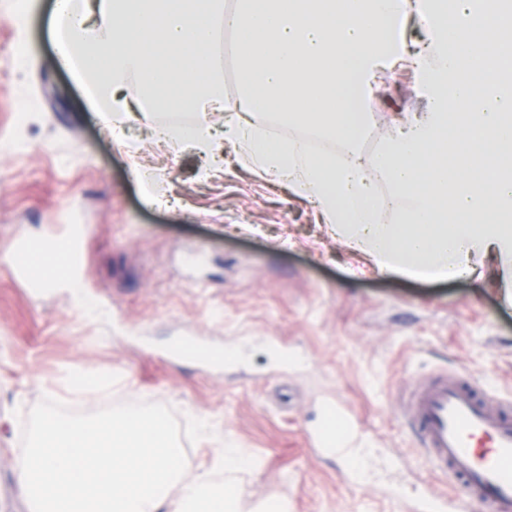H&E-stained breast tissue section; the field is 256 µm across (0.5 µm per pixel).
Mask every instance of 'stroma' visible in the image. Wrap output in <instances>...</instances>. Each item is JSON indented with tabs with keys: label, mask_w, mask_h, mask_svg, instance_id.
<instances>
[{
	"label": "stroma",
	"mask_w": 512,
	"mask_h": 512,
	"mask_svg": "<svg viewBox=\"0 0 512 512\" xmlns=\"http://www.w3.org/2000/svg\"><path fill=\"white\" fill-rule=\"evenodd\" d=\"M16 2L0 0V512H29L21 422L47 396L83 412L173 407L190 477L207 459L197 421L209 419L213 447L232 439L254 458L247 495L289 512H410L393 485L454 496L418 458L399 398L415 376L445 371L512 402V286L491 270L479 288L380 275L245 147L225 141L216 165L156 140L166 113L134 116L115 140L55 63L54 0H34L24 33ZM427 109L414 68L395 69L358 148L376 153L395 117ZM139 168L165 175L163 204L148 201ZM70 234L82 253L73 281L58 249ZM23 241L43 247L34 261L52 277L47 292L12 271ZM183 336L210 344L215 367L167 356ZM73 368L113 376L111 393L74 399ZM329 398L346 404L368 452L353 482L308 442Z\"/></svg>",
	"instance_id": "35a3bbf8"
}]
</instances>
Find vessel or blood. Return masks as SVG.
Returning a JSON list of instances; mask_svg holds the SVG:
<instances>
[{"mask_svg":"<svg viewBox=\"0 0 512 512\" xmlns=\"http://www.w3.org/2000/svg\"><path fill=\"white\" fill-rule=\"evenodd\" d=\"M31 250L26 242L17 246L14 273L39 287L44 279L32 270ZM489 398V392L444 373L410 383L402 407L419 440V458L463 486L448 500L418 495L417 512H476L487 506L512 512V406L491 409Z\"/></svg>","mask_w":512,"mask_h":512,"instance_id":"1","label":"vessel or blood"}]
</instances>
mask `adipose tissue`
Instances as JSON below:
<instances>
[{"label":"adipose tissue","mask_w":512,"mask_h":512,"mask_svg":"<svg viewBox=\"0 0 512 512\" xmlns=\"http://www.w3.org/2000/svg\"><path fill=\"white\" fill-rule=\"evenodd\" d=\"M415 14L428 30L417 62L427 111L405 115L379 152L355 147L370 115L342 111L338 91L353 86L365 108L380 70L402 61L397 20ZM243 33L238 58L242 104L307 121L343 141L345 153L309 155L296 139L271 141L252 122L228 126L254 166L310 199L345 245L381 274L428 280H481L484 261L512 280V84L499 54L512 52V11L503 0H56L50 33L58 65L88 90L113 133L130 105L192 113L187 124L153 133L219 158L209 120L229 109L212 60L219 27ZM393 188L396 223L382 219L376 176Z\"/></svg>","instance_id":"obj_1"}]
</instances>
